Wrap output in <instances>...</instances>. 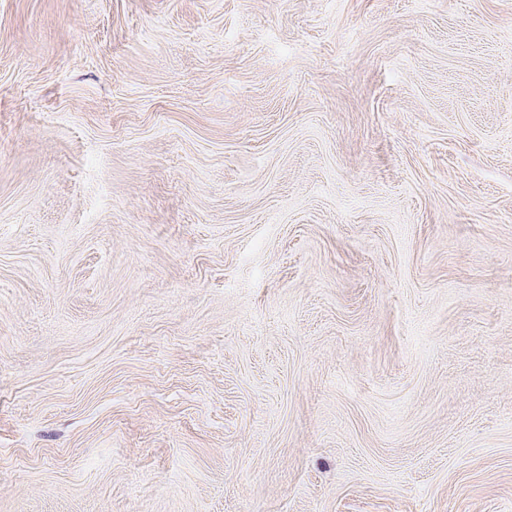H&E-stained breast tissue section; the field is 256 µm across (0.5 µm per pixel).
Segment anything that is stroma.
<instances>
[{
	"label": "stroma",
	"mask_w": 512,
	"mask_h": 512,
	"mask_svg": "<svg viewBox=\"0 0 512 512\" xmlns=\"http://www.w3.org/2000/svg\"><path fill=\"white\" fill-rule=\"evenodd\" d=\"M0 512H512V0H0Z\"/></svg>",
	"instance_id": "1"
}]
</instances>
